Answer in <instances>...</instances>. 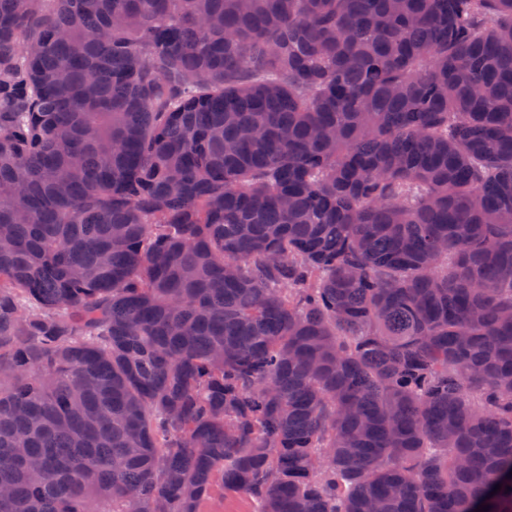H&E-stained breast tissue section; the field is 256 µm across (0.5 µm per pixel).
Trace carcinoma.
I'll use <instances>...</instances> for the list:
<instances>
[{
    "instance_id": "carcinoma-1",
    "label": "carcinoma",
    "mask_w": 512,
    "mask_h": 512,
    "mask_svg": "<svg viewBox=\"0 0 512 512\" xmlns=\"http://www.w3.org/2000/svg\"><path fill=\"white\" fill-rule=\"evenodd\" d=\"M217 481L512 512V0H0V512Z\"/></svg>"
}]
</instances>
